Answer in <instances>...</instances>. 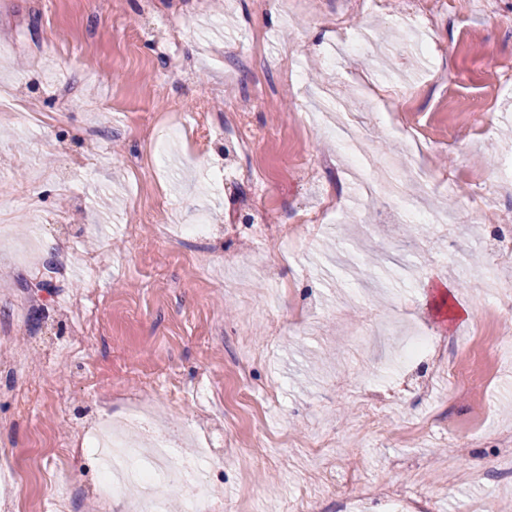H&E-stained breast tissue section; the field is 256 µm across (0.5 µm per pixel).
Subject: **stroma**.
<instances>
[{"label":"stroma","mask_w":512,"mask_h":512,"mask_svg":"<svg viewBox=\"0 0 512 512\" xmlns=\"http://www.w3.org/2000/svg\"><path fill=\"white\" fill-rule=\"evenodd\" d=\"M403 2L0 0V91L37 114L0 122V464L21 474L0 499L133 512L96 497L81 433L151 402L175 436L193 432L178 455L223 453L217 512H292L302 486L320 512H384L389 489L430 492L433 512H512V477L471 476L512 434V192L494 187L512 161L497 67L512 0H453L424 28ZM340 20L370 44L332 69ZM417 34L421 59L403 49ZM282 53L300 81L279 83ZM448 67L459 83L435 82ZM351 132L372 173L388 155L418 168L437 221L415 241L385 222V195L359 197L335 152ZM201 214L211 234H187ZM279 224L306 231L265 242ZM448 282L463 316L440 301ZM398 327L465 353L467 387L427 358L396 362ZM367 384L381 419L358 407ZM323 434L357 477L332 494L309 453Z\"/></svg>","instance_id":"obj_1"}]
</instances>
